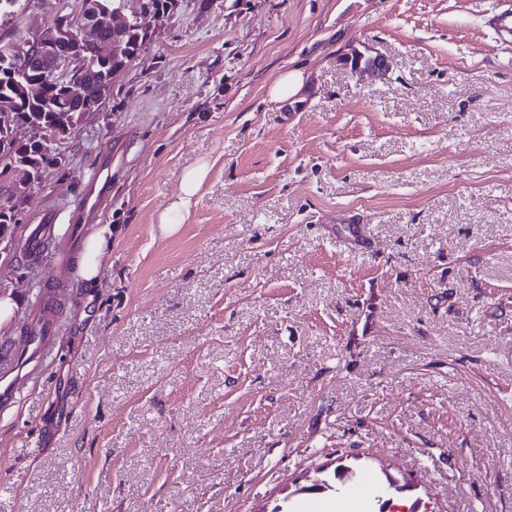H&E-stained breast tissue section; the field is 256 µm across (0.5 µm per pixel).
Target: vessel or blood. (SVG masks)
<instances>
[{"instance_id": "b4317fda", "label": "vessel or blood", "mask_w": 512, "mask_h": 512, "mask_svg": "<svg viewBox=\"0 0 512 512\" xmlns=\"http://www.w3.org/2000/svg\"><path fill=\"white\" fill-rule=\"evenodd\" d=\"M111 193L112 152L107 149L101 153L88 178L82 203L70 216L71 234L64 244L65 253L54 261L57 273L41 288L31 305L22 345L0 344V412L16 407L27 385H48V366L56 355L54 345L59 339L54 314L55 293L77 285L78 275L72 258L93 233L97 217L106 208ZM57 220L56 212H41L39 223L32 225L24 241V258L44 256Z\"/></svg>"}]
</instances>
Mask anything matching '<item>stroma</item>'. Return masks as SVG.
Here are the masks:
<instances>
[{
	"label": "stroma",
	"instance_id": "obj_1",
	"mask_svg": "<svg viewBox=\"0 0 512 512\" xmlns=\"http://www.w3.org/2000/svg\"><path fill=\"white\" fill-rule=\"evenodd\" d=\"M200 2L151 19L0 241L17 336L52 268L29 225L58 212L61 245L112 149V247L0 414V512H300L339 467L386 512H512V0ZM303 88V74L299 68L291 69L281 76L270 90L272 101H282L296 95ZM206 175L205 167H198L185 175L181 186V200L176 209L180 210L188 206L192 196L197 192ZM39 224H34L24 240L22 247L23 257L41 258L46 253V247L51 240L58 216L54 211H43L39 213Z\"/></svg>",
	"mask_w": 512,
	"mask_h": 512
}]
</instances>
